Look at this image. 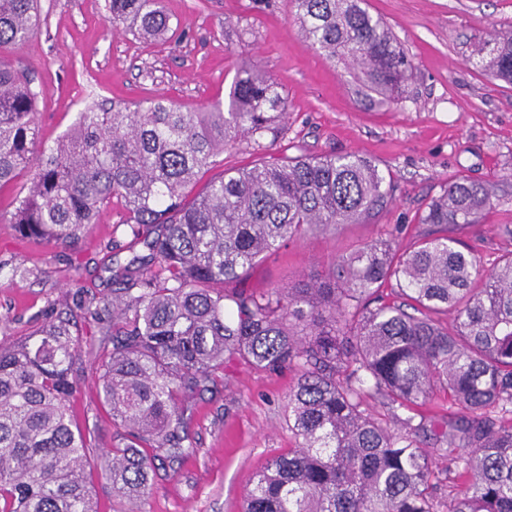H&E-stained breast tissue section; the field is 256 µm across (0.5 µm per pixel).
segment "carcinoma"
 <instances>
[{"label":"carcinoma","instance_id":"1","mask_svg":"<svg viewBox=\"0 0 512 512\" xmlns=\"http://www.w3.org/2000/svg\"><path fill=\"white\" fill-rule=\"evenodd\" d=\"M301 34L356 71L357 93L403 100L412 64L366 0H292ZM112 26L160 40L163 0H107ZM42 27L38 0H0V49ZM470 59L512 84V31L471 46ZM38 93L0 58V189L29 175L9 218L23 238L76 246L100 212L148 254L112 271V297L79 289L48 304L35 332L0 343V512H96L94 451L73 425L77 322L104 339L90 349L123 446L105 452L112 493H149L156 462L191 459L183 401L224 358L292 368L288 428L296 447L271 458L244 512H512V253L489 271L448 230L477 224L495 188L461 176L421 212L409 249L377 239L288 288L228 291L291 240L366 224L393 203V181L357 153L285 157L228 171L194 192L200 174L241 138L287 119L279 84L237 71L227 101L184 112L162 96L91 105L57 141L36 149ZM395 284L400 303L381 289ZM453 313L450 325L434 319ZM457 411L421 446L420 408L435 390ZM379 397L388 416H375ZM448 498L436 496L438 475Z\"/></svg>","mask_w":512,"mask_h":512}]
</instances>
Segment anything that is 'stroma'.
I'll list each match as a JSON object with an SVG mask.
<instances>
[{"label":"stroma","mask_w":512,"mask_h":512,"mask_svg":"<svg viewBox=\"0 0 512 512\" xmlns=\"http://www.w3.org/2000/svg\"><path fill=\"white\" fill-rule=\"evenodd\" d=\"M171 29L145 42L107 22L106 0H39L43 25L24 44L1 54L33 78L39 93V137L52 145L85 106L163 95L197 112L225 100L237 70L257 65L279 84L288 119L276 139L244 138L225 151V171L287 155L355 152L394 178L395 202L367 224H345L295 239L255 266L239 285L259 291L321 274L329 263L396 231L411 247L423 227L417 216L449 180L463 175L497 188L493 209L458 235L491 268L512 251V84L488 76L469 58V45L512 29V0H368L407 51L415 68L395 106L367 105L342 63L330 62L302 36L292 0H164ZM118 206L104 209L76 250L19 236L0 222V341L30 332L48 301L69 302L76 287L109 295L112 252L142 245L116 232ZM80 387L71 403L76 426L96 449L120 444L122 432L99 397L89 357L79 361ZM292 370L268 372L241 360L225 362L185 413L197 454L156 470L150 494L113 495L94 473L99 512H243L253 475L296 442L288 429Z\"/></svg>","instance_id":"stroma-1"}]
</instances>
